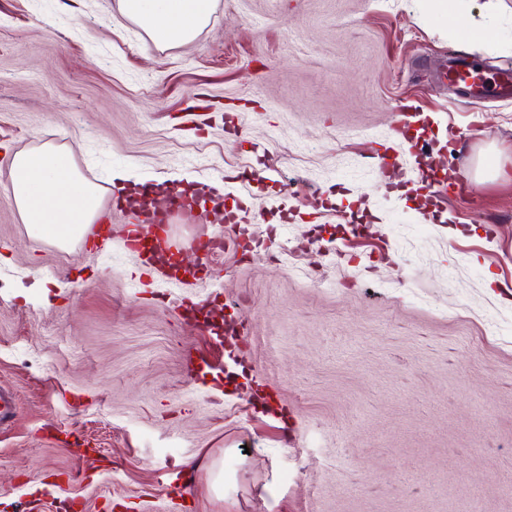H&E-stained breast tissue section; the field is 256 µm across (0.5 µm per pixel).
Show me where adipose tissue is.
I'll return each mask as SVG.
<instances>
[{"label":"adipose tissue","instance_id":"obj_1","mask_svg":"<svg viewBox=\"0 0 512 512\" xmlns=\"http://www.w3.org/2000/svg\"><path fill=\"white\" fill-rule=\"evenodd\" d=\"M120 15L157 49L192 43L208 25L216 0H118ZM13 202L32 231L61 246L83 237L101 213V195L73 168L67 152L42 146L14 153Z\"/></svg>","mask_w":512,"mask_h":512}]
</instances>
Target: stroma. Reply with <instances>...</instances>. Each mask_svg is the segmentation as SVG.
Returning a JSON list of instances; mask_svg holds the SVG:
<instances>
[{
  "label": "stroma",
  "instance_id": "1",
  "mask_svg": "<svg viewBox=\"0 0 512 512\" xmlns=\"http://www.w3.org/2000/svg\"><path fill=\"white\" fill-rule=\"evenodd\" d=\"M451 7L496 39L423 0H218L161 51L118 0H0V512H512V101L435 74L512 68V0ZM43 144L113 251L23 224L9 163ZM185 171L170 237L229 246L145 276L112 193Z\"/></svg>",
  "mask_w": 512,
  "mask_h": 512
}]
</instances>
